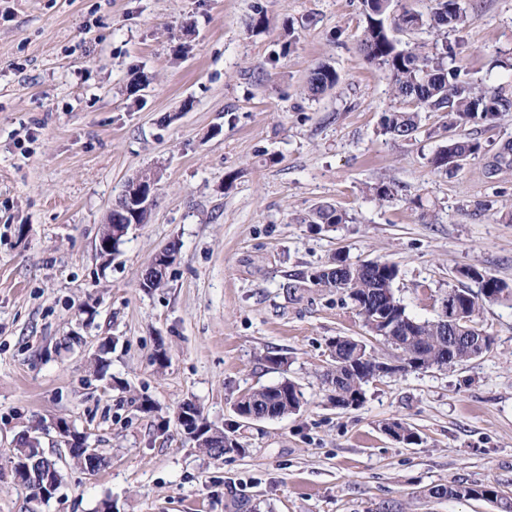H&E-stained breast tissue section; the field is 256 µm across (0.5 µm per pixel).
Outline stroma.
<instances>
[{
	"label": "stroma",
	"instance_id": "obj_1",
	"mask_svg": "<svg viewBox=\"0 0 512 512\" xmlns=\"http://www.w3.org/2000/svg\"><path fill=\"white\" fill-rule=\"evenodd\" d=\"M459 2L457 66L512 92V0ZM257 3L267 28L252 25ZM365 27L362 0H0V512L106 499L115 512H501L430 498L439 485L512 500V297L481 302L494 345L479 358L369 383L356 408H336L324 382L336 337L392 354L346 296L311 282L336 255L396 264L420 320L448 289H474L460 268L512 285V171L487 174L512 116L479 122L483 152L436 172L441 113L410 140L382 132L405 103L362 52ZM321 63L339 81L312 99ZM147 169L150 219L104 263L101 229ZM324 203L349 223H306ZM172 243L179 261L144 290ZM287 378L297 413L238 416L242 394ZM186 401L242 453L192 448L176 420ZM394 420L419 442L387 436ZM61 421L109 466L69 467ZM24 434L64 473L50 500L14 479Z\"/></svg>",
	"mask_w": 512,
	"mask_h": 512
}]
</instances>
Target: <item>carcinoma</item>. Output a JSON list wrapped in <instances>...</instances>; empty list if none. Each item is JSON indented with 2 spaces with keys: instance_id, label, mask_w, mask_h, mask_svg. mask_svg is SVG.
Here are the masks:
<instances>
[{
  "instance_id": "obj_1",
  "label": "carcinoma",
  "mask_w": 512,
  "mask_h": 512,
  "mask_svg": "<svg viewBox=\"0 0 512 512\" xmlns=\"http://www.w3.org/2000/svg\"><path fill=\"white\" fill-rule=\"evenodd\" d=\"M436 7L430 21L408 10L394 17L396 28L414 30L429 25L437 32L434 51L421 56L397 48L390 35L386 19L391 0H363L367 26L364 30L362 50L368 60L384 68L393 94L415 106L413 110H394L384 114L382 128L385 133L404 140L411 139L419 129L420 113L440 112L445 118L444 129L451 132L447 144L441 146L430 158V164L437 171H448V167L462 155L469 157L482 150V144L471 133H457V130L480 120L501 119L512 114V96L499 87H493L484 80L467 77L454 65L455 54L448 42V30H456L465 23V15L458 0H435ZM336 71L329 65L321 64L313 69L306 91L311 97H318L332 90L337 83ZM512 170V146L506 144L495 155L491 172ZM348 215L331 206L318 207L309 217L310 224H345ZM475 275L487 281L480 282L485 289L483 299L492 302L507 294L512 287L506 282L487 273L476 265L470 266ZM399 275L396 265L388 262L382 266L365 263H350L341 256L334 262L316 269L312 282L329 288L346 285L355 298L361 302L357 314L366 321L372 315L368 302L377 301L378 306L392 315V328L384 337V343L397 351L401 361L409 356L419 360L414 370H425L433 366L446 365L450 361L463 362L472 359L480 350L468 339L469 333H462L456 351L449 349L450 330L437 319L418 320L406 313L394 290ZM457 302L467 308L470 314L478 313V302L469 289H450ZM360 350L357 342L338 339L336 368L330 372L326 382L336 393L335 399L342 402L355 392H363L372 373L371 365L348 367L346 363ZM303 393L291 380H284L272 386L255 389L241 396L237 401L239 411L270 414L276 418L295 413L301 408ZM227 434L214 427L207 430L197 441L199 451L212 459L223 457L224 441Z\"/></svg>"
}]
</instances>
